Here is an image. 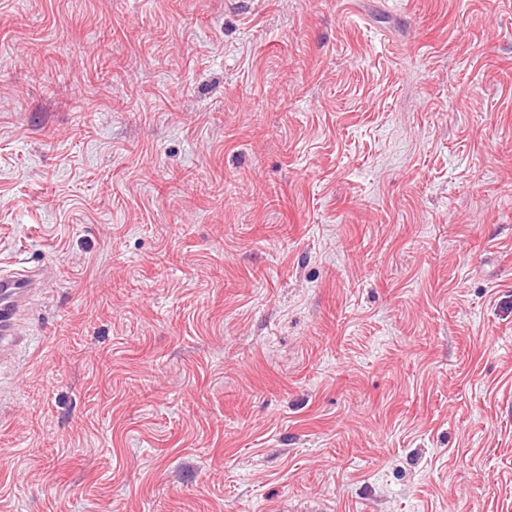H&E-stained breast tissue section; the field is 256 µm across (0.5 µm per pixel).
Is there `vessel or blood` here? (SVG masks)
Returning a JSON list of instances; mask_svg holds the SVG:
<instances>
[{
    "instance_id": "vessel-or-blood-1",
    "label": "vessel or blood",
    "mask_w": 512,
    "mask_h": 512,
    "mask_svg": "<svg viewBox=\"0 0 512 512\" xmlns=\"http://www.w3.org/2000/svg\"><path fill=\"white\" fill-rule=\"evenodd\" d=\"M50 274L47 268L0 273V359L16 353L23 336L19 313Z\"/></svg>"
}]
</instances>
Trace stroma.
<instances>
[{"mask_svg": "<svg viewBox=\"0 0 512 512\" xmlns=\"http://www.w3.org/2000/svg\"><path fill=\"white\" fill-rule=\"evenodd\" d=\"M0 512H512V0H0ZM53 269L41 271L15 270L0 273V359L12 356L20 346L23 332L19 313L30 296L45 280L54 275Z\"/></svg>", "mask_w": 512, "mask_h": 512, "instance_id": "obj_1", "label": "stroma"}]
</instances>
